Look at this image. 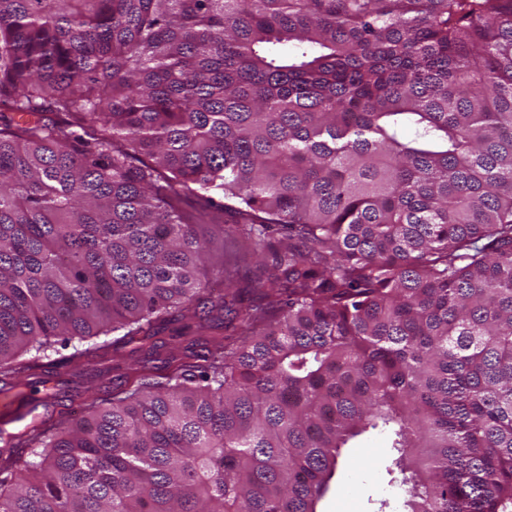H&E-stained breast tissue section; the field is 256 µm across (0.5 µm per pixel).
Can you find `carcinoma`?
<instances>
[{
    "label": "carcinoma",
    "instance_id": "carcinoma-1",
    "mask_svg": "<svg viewBox=\"0 0 512 512\" xmlns=\"http://www.w3.org/2000/svg\"><path fill=\"white\" fill-rule=\"evenodd\" d=\"M201 312L22 412L54 339ZM0 376V512H317L375 432L402 512H512V0H0ZM206 240L208 241V254L203 269V275L209 279H214L213 271L220 267L223 263L234 264L237 261L236 248L232 242L224 241L218 226H214L205 230ZM185 325H189V328H185ZM177 332L186 333V337H172L176 336ZM211 331H201L198 332L196 328V324L193 322L179 321L173 322L170 324L167 329L160 336L167 343L166 347L161 349L158 354L153 356V362L151 364L159 367V369L163 370L164 359L167 357L168 351L172 348H179L180 346H184L186 344L185 340L191 338L192 336H207L206 334H211ZM203 334V335H198Z\"/></svg>",
    "mask_w": 512,
    "mask_h": 512
}]
</instances>
